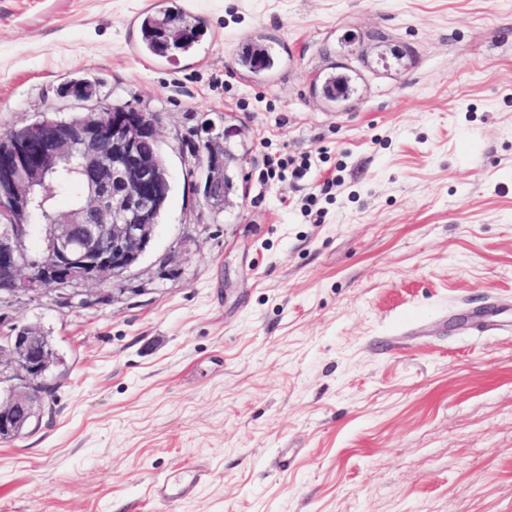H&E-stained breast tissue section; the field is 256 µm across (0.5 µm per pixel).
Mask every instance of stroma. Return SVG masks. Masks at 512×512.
Masks as SVG:
<instances>
[{
    "instance_id": "stroma-1",
    "label": "stroma",
    "mask_w": 512,
    "mask_h": 512,
    "mask_svg": "<svg viewBox=\"0 0 512 512\" xmlns=\"http://www.w3.org/2000/svg\"><path fill=\"white\" fill-rule=\"evenodd\" d=\"M160 9L195 53L141 51ZM76 81L157 115L173 191L111 302L0 298L62 359L0 512H512V0H0V130ZM214 128L207 131V137L200 138L196 146V152L204 157L207 162L208 175L205 182V197L208 201L219 204V200L224 191V205L228 201L229 191L232 188V180L227 174V170L232 163L239 160L230 143V131L224 130V147L219 140L218 135H212Z\"/></svg>"
}]
</instances>
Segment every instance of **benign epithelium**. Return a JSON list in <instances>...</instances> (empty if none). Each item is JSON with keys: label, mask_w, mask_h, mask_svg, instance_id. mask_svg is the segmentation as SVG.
<instances>
[{"label": "benign epithelium", "mask_w": 512, "mask_h": 512, "mask_svg": "<svg viewBox=\"0 0 512 512\" xmlns=\"http://www.w3.org/2000/svg\"><path fill=\"white\" fill-rule=\"evenodd\" d=\"M169 44L194 36L173 22L163 31ZM67 93L96 101L87 112L68 119L44 118L12 130L0 141V297L69 290L64 303L79 296L76 285L99 286L94 303L112 299V284L137 266L161 223L172 188L161 153L159 121L130 105L98 101L97 88L73 83ZM206 159L205 197L229 196L227 174L238 156L230 143L207 131L196 146ZM77 164L84 201L54 213L41 225L43 246L36 260L26 239L35 211V195L56 196L51 176L70 161ZM58 352L37 325L13 326L0 336V441L18 437L22 421L40 418L50 390L46 376Z\"/></svg>", "instance_id": "obj_1"}]
</instances>
